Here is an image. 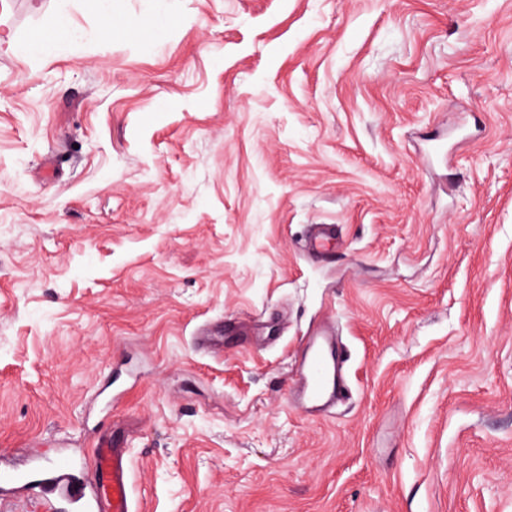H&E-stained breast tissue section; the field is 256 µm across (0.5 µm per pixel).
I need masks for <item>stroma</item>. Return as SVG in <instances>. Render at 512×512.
Returning a JSON list of instances; mask_svg holds the SVG:
<instances>
[{
	"label": "stroma",
	"instance_id": "35a3bbf8",
	"mask_svg": "<svg viewBox=\"0 0 512 512\" xmlns=\"http://www.w3.org/2000/svg\"><path fill=\"white\" fill-rule=\"evenodd\" d=\"M101 444L137 512H512V0H0V448ZM336 236L332 224H313L305 236L302 249L308 253L325 255L331 251ZM328 330L302 338V357L295 360L289 389L299 391L302 401L323 408L347 390L343 360L327 337Z\"/></svg>",
	"mask_w": 512,
	"mask_h": 512
}]
</instances>
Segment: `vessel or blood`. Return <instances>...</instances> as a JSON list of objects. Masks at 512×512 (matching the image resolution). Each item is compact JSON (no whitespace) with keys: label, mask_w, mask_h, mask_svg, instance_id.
Returning a JSON list of instances; mask_svg holds the SVG:
<instances>
[{"label":"vessel or blood","mask_w":512,"mask_h":512,"mask_svg":"<svg viewBox=\"0 0 512 512\" xmlns=\"http://www.w3.org/2000/svg\"><path fill=\"white\" fill-rule=\"evenodd\" d=\"M335 236L334 225H311L302 249L328 254ZM301 345L302 356L292 366L289 386L299 391L305 404L324 407L347 389L343 360L326 333L303 337ZM9 496L30 498L44 512H134L129 468L119 448L96 449L90 464L65 453L47 462L33 448L20 461L14 450L1 449L0 501Z\"/></svg>","instance_id":"vessel-or-blood-1"}]
</instances>
